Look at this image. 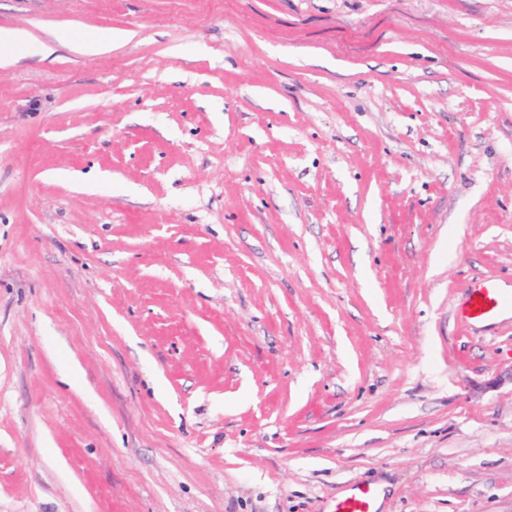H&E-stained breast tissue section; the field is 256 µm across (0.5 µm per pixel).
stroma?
Segmentation results:
<instances>
[{
  "label": "stroma",
  "instance_id": "obj_1",
  "mask_svg": "<svg viewBox=\"0 0 512 512\" xmlns=\"http://www.w3.org/2000/svg\"><path fill=\"white\" fill-rule=\"evenodd\" d=\"M0 27V512H512V0ZM27 38L28 35L23 30L0 28V67H8L14 62L15 59L10 53V49ZM510 308L512 310V293L511 296L505 294L496 282L479 280L470 288L458 315L462 321L484 322L495 319ZM378 490L369 484H356L350 492L333 501L327 512H378Z\"/></svg>",
  "mask_w": 512,
  "mask_h": 512
}]
</instances>
